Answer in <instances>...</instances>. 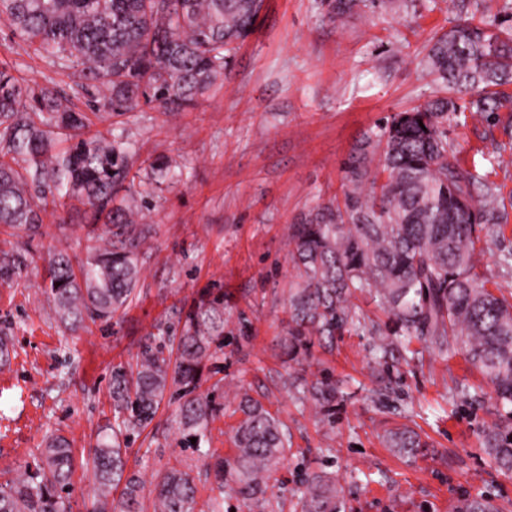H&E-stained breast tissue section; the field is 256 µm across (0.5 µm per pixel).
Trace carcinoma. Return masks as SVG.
<instances>
[{"mask_svg": "<svg viewBox=\"0 0 512 512\" xmlns=\"http://www.w3.org/2000/svg\"><path fill=\"white\" fill-rule=\"evenodd\" d=\"M331 20L365 17L367 0H324ZM263 0H0V20L58 72L78 74L72 96H91L93 109L120 116L140 104L180 112L230 76L236 45L252 32ZM424 62L445 91L386 119L343 163L341 195L292 225L288 258L296 272L288 288V361L301 364L313 339H333L350 326L364 329L379 360L408 364L412 339L480 370L507 410L481 432L485 453L512 472V298L487 287L476 243L508 220L499 186L461 163L448 131L469 112L512 141V26L477 14L461 0L460 17L433 36ZM470 91L467 103L458 95ZM70 96V97H72ZM70 97L45 84L23 86L0 69V230L35 234L48 200L76 202L103 225L83 259L53 249L46 268L55 316L74 330L89 318L110 322L136 296L141 249L152 237L145 207L126 191L123 134L86 135L91 119ZM508 113L502 119L501 113ZM160 178L177 176L176 161L150 165ZM125 195H120V192ZM27 266L19 250L0 251V279ZM369 292L387 316L367 324L350 298ZM170 326L145 337L136 370H112L114 422L92 452L93 512H196L193 464L157 476L153 488L126 473L119 438L151 422L166 393L179 398L186 441L207 436L215 404L195 394L206 364L224 345L220 297L188 313L176 354L166 353ZM328 424L336 418V386L326 378L305 385ZM231 458H216L218 494L207 512H224V487L257 508L268 503L269 479L288 454L282 423L248 394ZM401 456L425 447L407 428L389 430ZM74 457L68 440L46 439L16 477L0 482V512H70ZM120 490L114 496V490ZM341 488L328 473L302 482V512H340ZM456 512H503L489 497L465 496Z\"/></svg>", "mask_w": 512, "mask_h": 512, "instance_id": "obj_1", "label": "carcinoma"}]
</instances>
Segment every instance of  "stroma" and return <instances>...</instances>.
<instances>
[{
	"label": "stroma",
	"instance_id": "obj_1",
	"mask_svg": "<svg viewBox=\"0 0 512 512\" xmlns=\"http://www.w3.org/2000/svg\"><path fill=\"white\" fill-rule=\"evenodd\" d=\"M458 0H411L376 9L370 21L328 19L321 0H264L252 33L233 53L230 78L182 112L143 105L119 118L94 119L95 130L125 128L133 148L135 188L151 203L154 233L132 304L112 322H86L71 332L51 314L44 268L59 237L72 260L85 255L87 216L47 212L37 235L0 240V250L27 252L26 271L0 279V337L10 362L0 365V482L31 463L45 436L60 434L76 460L71 512H89L94 478L88 451L113 422L112 369L135 363L157 322L180 335L187 313L204 296H223L230 331L215 367L197 387L219 415L209 446L233 449L241 418L239 389L279 417L291 450L270 484L266 512H300L306 473L335 474L341 512H455L462 496L512 501V473L480 447L482 429L503 411L479 370L461 357L426 350L418 361L378 364L370 336L349 329L334 343L314 342L294 369L306 380L327 378L344 400L336 420L321 421L313 402L285 387L288 359V262L292 224L341 191L342 162L384 117L439 94L423 63L424 47L457 17ZM20 83L55 72L0 21V67ZM483 119L467 118L449 136L466 163L496 153ZM173 159L179 178L147 179L152 162ZM482 269L491 287L512 292V275L497 265L512 248V220L482 237ZM179 402L165 398L152 422L129 435V470L145 481L191 455L180 444ZM408 426L428 446L413 460L383 442L387 429Z\"/></svg>",
	"mask_w": 512,
	"mask_h": 512
}]
</instances>
